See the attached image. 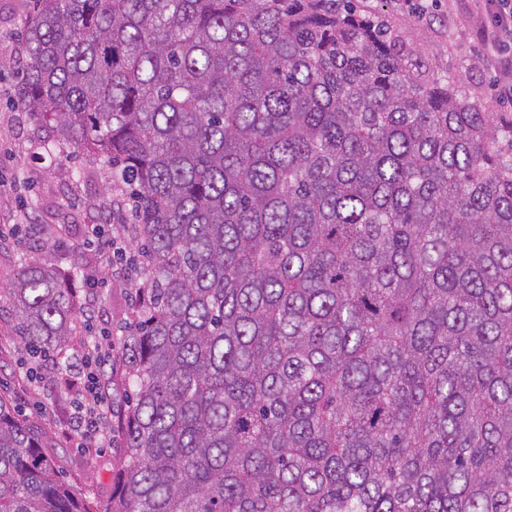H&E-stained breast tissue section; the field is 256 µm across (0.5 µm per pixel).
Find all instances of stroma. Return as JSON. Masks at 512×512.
<instances>
[{
  "mask_svg": "<svg viewBox=\"0 0 512 512\" xmlns=\"http://www.w3.org/2000/svg\"><path fill=\"white\" fill-rule=\"evenodd\" d=\"M358 9L381 16L400 37L409 61L423 75L461 79L472 100L496 123H512V102L500 95L512 72L499 65L489 46L492 27L476 0H353ZM21 70L0 60V225L17 224L18 236L0 242V285L31 259L77 273L91 272L98 241L90 227L99 223L103 198L123 200L127 189L112 184L106 168L91 156L60 147L52 124L38 121L16 104ZM77 308L95 303L113 329H129L135 300L132 283L115 284L99 273L92 291L78 290ZM9 306L0 307V397L8 399L39 438L43 457L81 498L111 500L121 436L99 441L96 450L76 446L48 412L46 393L28 382L21 369L28 350L13 325Z\"/></svg>",
  "mask_w": 512,
  "mask_h": 512,
  "instance_id": "stroma-1",
  "label": "stroma"
}]
</instances>
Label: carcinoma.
I'll return each mask as SVG.
<instances>
[{"label": "carcinoma", "instance_id": "cac0c4a2", "mask_svg": "<svg viewBox=\"0 0 512 512\" xmlns=\"http://www.w3.org/2000/svg\"><path fill=\"white\" fill-rule=\"evenodd\" d=\"M17 104L130 190L112 500L0 398V512H512V124L352 0H34ZM46 360L77 313L5 287Z\"/></svg>", "mask_w": 512, "mask_h": 512}]
</instances>
